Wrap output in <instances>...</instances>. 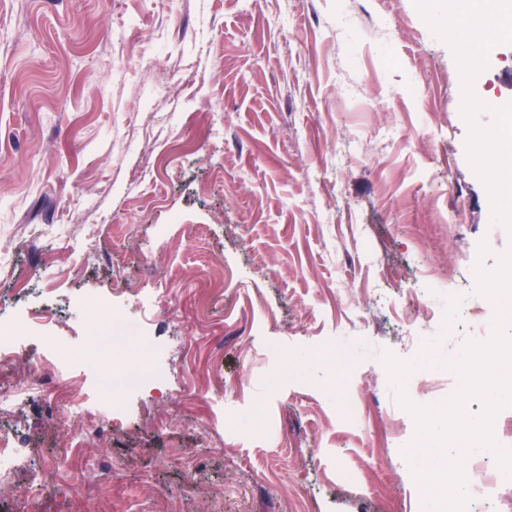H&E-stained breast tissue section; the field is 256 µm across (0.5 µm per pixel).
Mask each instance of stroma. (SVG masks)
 Instances as JSON below:
<instances>
[{
	"label": "stroma",
	"mask_w": 512,
	"mask_h": 512,
	"mask_svg": "<svg viewBox=\"0 0 512 512\" xmlns=\"http://www.w3.org/2000/svg\"><path fill=\"white\" fill-rule=\"evenodd\" d=\"M467 43L448 0H0V321L50 311L45 330L92 371L86 392L126 403L40 512H437L378 355L412 359L441 333L451 359L492 335L472 261L496 268L512 211L475 160L474 128L500 122L484 102L512 101V41L489 44L465 112ZM148 264L168 282L149 316ZM88 288L147 319L182 384L151 399L121 389L152 354L75 305ZM460 384L422 367L406 393L430 406ZM202 426L223 447L204 448ZM0 428L19 435L16 488L0 492L12 512L57 429L38 396ZM492 430L481 459L496 494L472 489L469 512H512L497 461L512 407ZM94 463L120 481L69 496Z\"/></svg>",
	"instance_id": "obj_1"
}]
</instances>
